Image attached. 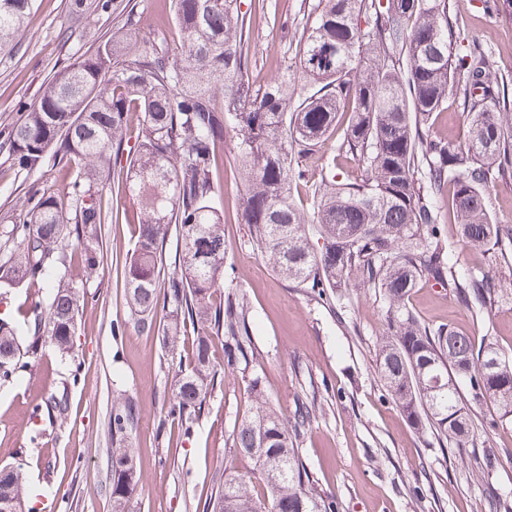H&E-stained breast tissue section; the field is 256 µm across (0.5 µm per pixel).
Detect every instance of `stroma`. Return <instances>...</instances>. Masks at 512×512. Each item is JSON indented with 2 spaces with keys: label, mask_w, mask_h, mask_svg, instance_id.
<instances>
[{
  "label": "stroma",
  "mask_w": 512,
  "mask_h": 512,
  "mask_svg": "<svg viewBox=\"0 0 512 512\" xmlns=\"http://www.w3.org/2000/svg\"><path fill=\"white\" fill-rule=\"evenodd\" d=\"M71 0H31V22L12 51L0 53V125L15 122L52 74L113 30L112 13L76 15ZM253 13L249 75L263 82L294 64L302 31L317 0H264ZM460 48L476 44L495 65L500 97L512 113V14L486 8L483 0H451ZM232 137L224 139L225 292L243 298L253 358L227 368L228 339L213 340V364L224 376L208 394L191 433L166 421V401L179 366L191 361L193 335L175 351L158 334L129 330L113 337V321L129 320L122 271L133 246L125 224H109L103 259L86 284L90 298L77 319L72 359L46 352L29 359L13 383L0 386V467L22 464L35 492L24 512H112L109 490L112 402L126 399L139 415L131 446L145 479L132 512H202L225 472L250 473L251 460L233 450V431L247 414L249 383H256L283 417L298 400L325 404L300 448L317 491L335 497L338 512H492L487 492L512 501V423L499 424L489 405L472 409L486 423L480 440L490 466L463 464L466 452L420 437L384 394L375 372V349L385 334V303L374 292L345 288L322 299L276 275L238 221L241 187L234 178ZM50 169L26 176L0 155V218L13 212L31 186L52 184ZM410 308L422 322L446 323L472 336H494L512 357V303L478 314L447 289H416ZM67 392L65 420L34 428V412Z\"/></svg>",
  "instance_id": "obj_1"
}]
</instances>
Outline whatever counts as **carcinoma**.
<instances>
[{
	"label": "carcinoma",
	"instance_id": "1",
	"mask_svg": "<svg viewBox=\"0 0 512 512\" xmlns=\"http://www.w3.org/2000/svg\"><path fill=\"white\" fill-rule=\"evenodd\" d=\"M108 7L123 25L55 71L39 99L0 130V153L17 172L47 165L59 183L32 189L22 217L0 224V300L20 285L40 290L18 316H0V384L46 348L62 360L72 355L85 280L100 264L102 225L120 221L134 235L123 266L133 327L172 345L189 328L195 334L190 367L178 370L167 403L168 415L191 431L214 386L210 336L231 338L230 367L248 354L244 302L214 303L225 274L218 148L230 134L241 221L266 264L320 298L338 288L383 297L377 372L414 429L473 448L471 404L489 403L500 422H512V359L489 336L423 326L408 307L415 288L430 283L482 313L512 301V282L462 271L454 260L457 241L512 246V226L493 223L488 199L492 182L512 171V114L497 109L489 55L478 46L453 51L449 0H318L298 64L258 86L247 74L252 14L237 0H172L178 51L165 37L140 36L133 0L100 5ZM28 18L29 0H0V48L13 44ZM453 95L467 104L468 137L458 143L429 133ZM330 138L357 159L360 174L338 180L335 168H321L307 213L292 184L302 160ZM449 189L455 242L439 206ZM112 195L128 200L122 211L112 212ZM312 234L322 241L318 251ZM172 235L174 266L162 277ZM493 353L500 367L491 373L485 359ZM434 374L451 386L431 390ZM251 393L233 447L253 471L224 475L204 512H337L336 501L314 489L299 448L319 404L303 401L286 419L257 387ZM66 409L63 394L42 414L54 422ZM135 419L133 403L113 402V512H129L143 485L128 443ZM27 493L21 467L0 468V501L22 512Z\"/></svg>",
	"mask_w": 512,
	"mask_h": 512
}]
</instances>
